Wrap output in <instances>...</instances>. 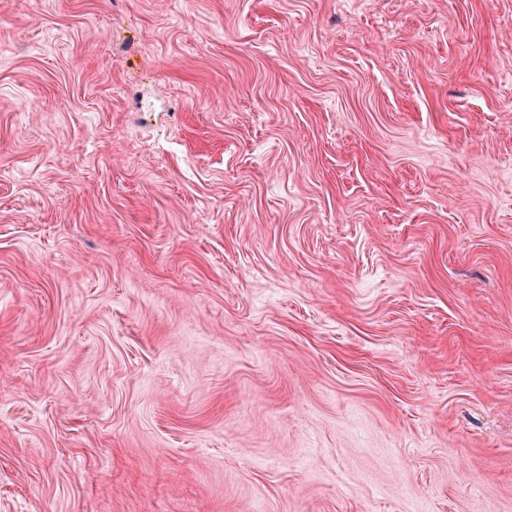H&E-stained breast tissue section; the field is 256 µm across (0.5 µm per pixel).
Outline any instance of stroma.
Listing matches in <instances>:
<instances>
[{
    "label": "stroma",
    "mask_w": 512,
    "mask_h": 512,
    "mask_svg": "<svg viewBox=\"0 0 512 512\" xmlns=\"http://www.w3.org/2000/svg\"><path fill=\"white\" fill-rule=\"evenodd\" d=\"M0 512H512V0H0Z\"/></svg>",
    "instance_id": "obj_1"
}]
</instances>
